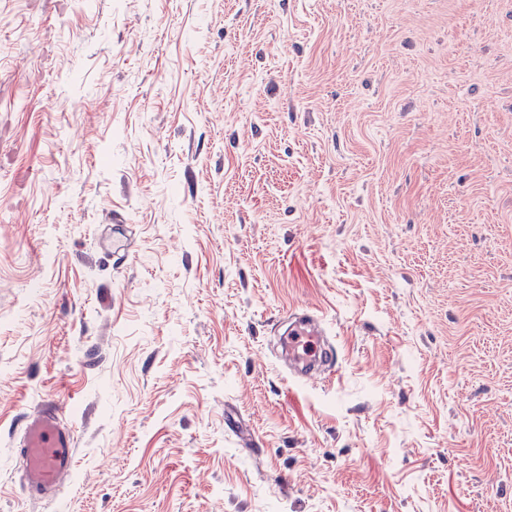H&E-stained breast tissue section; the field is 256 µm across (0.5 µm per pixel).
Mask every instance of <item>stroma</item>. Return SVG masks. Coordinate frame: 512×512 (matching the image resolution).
Segmentation results:
<instances>
[{
	"mask_svg": "<svg viewBox=\"0 0 512 512\" xmlns=\"http://www.w3.org/2000/svg\"><path fill=\"white\" fill-rule=\"evenodd\" d=\"M0 512H512V0H0ZM111 233L106 237L108 243L106 250L112 255L114 264L124 263L128 256L131 245L130 225L112 224ZM281 342L288 357V375L292 379L318 375L335 365V352L329 337L307 311L289 313ZM14 455L23 462L22 477L29 497H54L74 469L75 431L64 420V408L43 400L25 414Z\"/></svg>",
	"mask_w": 512,
	"mask_h": 512,
	"instance_id": "35a3bbf8",
	"label": "stroma"
}]
</instances>
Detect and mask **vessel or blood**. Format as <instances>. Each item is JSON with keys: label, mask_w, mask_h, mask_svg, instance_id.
<instances>
[{"label": "vessel or blood", "mask_w": 512, "mask_h": 512, "mask_svg": "<svg viewBox=\"0 0 512 512\" xmlns=\"http://www.w3.org/2000/svg\"><path fill=\"white\" fill-rule=\"evenodd\" d=\"M106 241L113 262H125L131 245L129 225H112ZM281 341L291 378L311 377L335 364L333 345L309 312L289 313ZM74 441L75 431L65 421L59 402L42 401L25 414L14 454L23 462L28 496L44 500L57 494L74 469Z\"/></svg>", "instance_id": "1"}]
</instances>
